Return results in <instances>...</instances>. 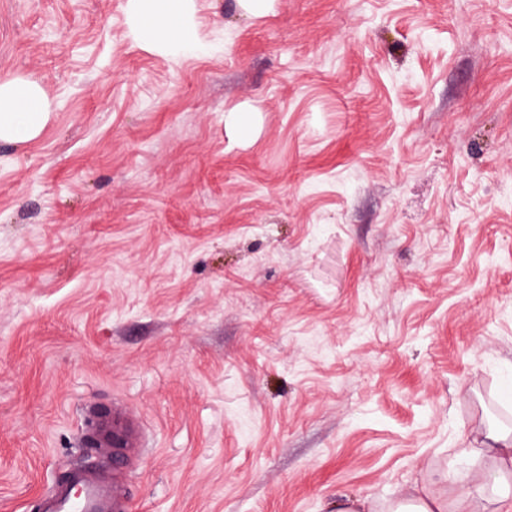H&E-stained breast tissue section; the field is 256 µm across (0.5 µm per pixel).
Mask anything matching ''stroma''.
<instances>
[{
  "mask_svg": "<svg viewBox=\"0 0 512 512\" xmlns=\"http://www.w3.org/2000/svg\"><path fill=\"white\" fill-rule=\"evenodd\" d=\"M196 8L167 57L127 0H0V80L51 112L0 143V512L115 398L133 512L455 498L512 426V0ZM256 110L248 105L239 106L228 112L225 123L232 128L242 140H250L255 133Z\"/></svg>",
  "mask_w": 512,
  "mask_h": 512,
  "instance_id": "stroma-1",
  "label": "stroma"
}]
</instances>
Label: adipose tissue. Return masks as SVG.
<instances>
[{
    "label": "adipose tissue",
    "instance_id": "obj_1",
    "mask_svg": "<svg viewBox=\"0 0 512 512\" xmlns=\"http://www.w3.org/2000/svg\"><path fill=\"white\" fill-rule=\"evenodd\" d=\"M196 0H128V36L146 50L179 56L196 48L200 39ZM50 120L43 87L24 79L0 82V142L28 143L37 139ZM484 457L492 466L480 483L458 500L457 512H487L489 503L512 485V430H491L485 436ZM332 512H448V501L431 492L411 494L377 509L365 499L337 498Z\"/></svg>",
    "mask_w": 512,
    "mask_h": 512
}]
</instances>
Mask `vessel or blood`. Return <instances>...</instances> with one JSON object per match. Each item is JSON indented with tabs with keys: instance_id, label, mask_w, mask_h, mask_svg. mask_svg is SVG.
<instances>
[{
	"instance_id": "obj_1",
	"label": "vessel or blood",
	"mask_w": 512,
	"mask_h": 512,
	"mask_svg": "<svg viewBox=\"0 0 512 512\" xmlns=\"http://www.w3.org/2000/svg\"><path fill=\"white\" fill-rule=\"evenodd\" d=\"M77 444L90 455L111 456V468L70 471L65 482L40 497L38 512H130L124 484L131 477L132 450L147 445L144 423L122 404L88 402Z\"/></svg>"
}]
</instances>
